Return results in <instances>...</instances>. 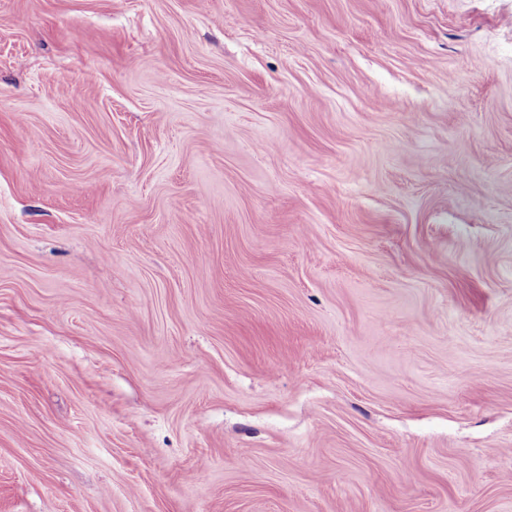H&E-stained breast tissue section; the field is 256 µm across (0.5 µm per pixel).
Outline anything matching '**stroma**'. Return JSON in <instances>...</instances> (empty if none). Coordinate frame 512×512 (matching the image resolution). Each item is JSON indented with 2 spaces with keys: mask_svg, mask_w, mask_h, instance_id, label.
<instances>
[{
  "mask_svg": "<svg viewBox=\"0 0 512 512\" xmlns=\"http://www.w3.org/2000/svg\"><path fill=\"white\" fill-rule=\"evenodd\" d=\"M0 512H512V0H0Z\"/></svg>",
  "mask_w": 512,
  "mask_h": 512,
  "instance_id": "1",
  "label": "stroma"
}]
</instances>
